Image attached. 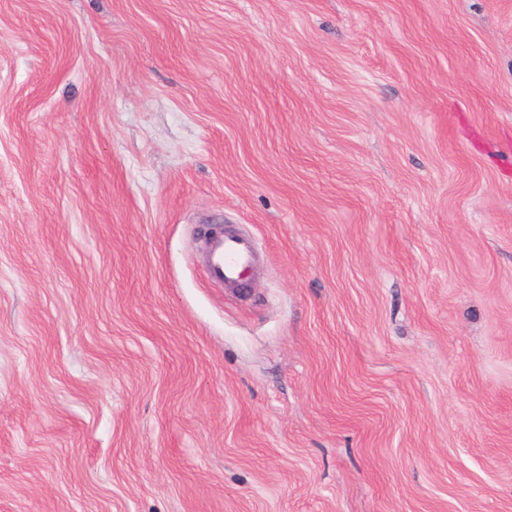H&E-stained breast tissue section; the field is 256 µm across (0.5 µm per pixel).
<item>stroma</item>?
<instances>
[{"label":"stroma","mask_w":512,"mask_h":512,"mask_svg":"<svg viewBox=\"0 0 512 512\" xmlns=\"http://www.w3.org/2000/svg\"><path fill=\"white\" fill-rule=\"evenodd\" d=\"M0 512H512V0H0ZM253 265L254 251L247 239L222 229L206 239L205 267L210 277L224 283L225 288H236Z\"/></svg>","instance_id":"obj_1"}]
</instances>
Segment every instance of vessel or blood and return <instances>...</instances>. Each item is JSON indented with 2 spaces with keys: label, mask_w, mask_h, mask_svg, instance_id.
Listing matches in <instances>:
<instances>
[{
  "label": "vessel or blood",
  "mask_w": 512,
  "mask_h": 512,
  "mask_svg": "<svg viewBox=\"0 0 512 512\" xmlns=\"http://www.w3.org/2000/svg\"><path fill=\"white\" fill-rule=\"evenodd\" d=\"M254 265L251 243L232 232L215 230L206 240L205 267L214 280L225 287H237Z\"/></svg>",
  "instance_id": "1"
}]
</instances>
